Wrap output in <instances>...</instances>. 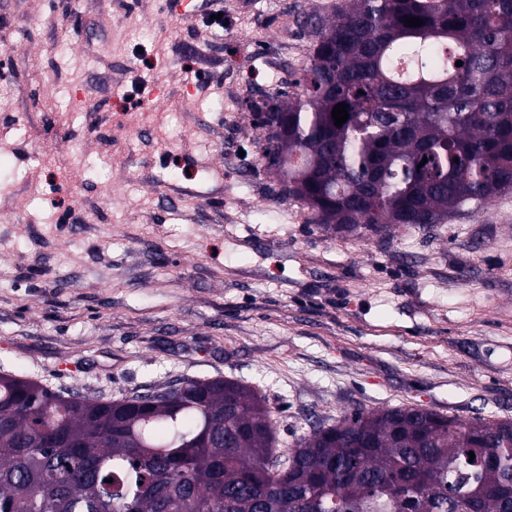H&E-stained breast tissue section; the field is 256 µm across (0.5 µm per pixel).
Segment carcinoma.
I'll use <instances>...</instances> for the list:
<instances>
[{
  "instance_id": "cac0c4a2",
  "label": "carcinoma",
  "mask_w": 512,
  "mask_h": 512,
  "mask_svg": "<svg viewBox=\"0 0 512 512\" xmlns=\"http://www.w3.org/2000/svg\"><path fill=\"white\" fill-rule=\"evenodd\" d=\"M310 25L300 77L247 101L308 223L391 238L512 191V0H346ZM273 419L226 378L107 400L1 374L0 512H512V420L356 407L282 452Z\"/></svg>"
}]
</instances>
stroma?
I'll return each mask as SVG.
<instances>
[{"mask_svg": "<svg viewBox=\"0 0 512 512\" xmlns=\"http://www.w3.org/2000/svg\"><path fill=\"white\" fill-rule=\"evenodd\" d=\"M217 2L212 34L199 2L0 0V374L108 399L241 380L284 448L354 407L512 419V192L390 241L307 223L245 102L343 0Z\"/></svg>", "mask_w": 512, "mask_h": 512, "instance_id": "35a3bbf8", "label": "stroma"}]
</instances>
